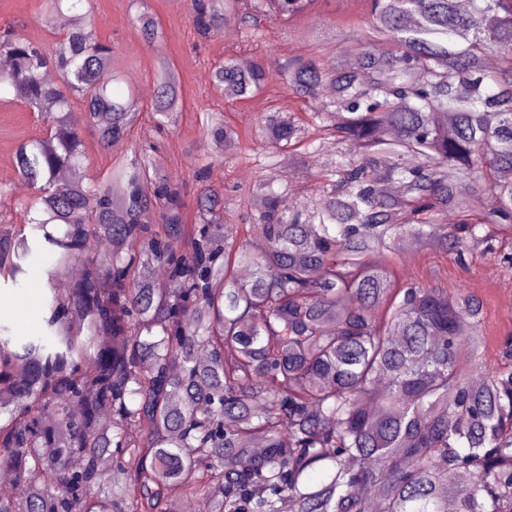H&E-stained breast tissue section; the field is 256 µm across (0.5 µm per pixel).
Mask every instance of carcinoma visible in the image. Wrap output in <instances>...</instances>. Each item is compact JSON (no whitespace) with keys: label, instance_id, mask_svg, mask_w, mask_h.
Segmentation results:
<instances>
[{"label":"carcinoma","instance_id":"carcinoma-1","mask_svg":"<svg viewBox=\"0 0 512 512\" xmlns=\"http://www.w3.org/2000/svg\"><path fill=\"white\" fill-rule=\"evenodd\" d=\"M131 2L143 41L163 40L146 0ZM310 2L190 0L189 20L203 39L237 23L255 40L257 14L291 19ZM365 2L368 27L334 56L315 42L274 65L226 56L214 68L213 88L243 98L268 91L275 69L308 109L260 118L264 207L239 214L260 228L259 254L224 223L203 167L185 223L182 183L148 139L105 178L58 179L82 167L85 130L101 148L125 140L143 107L98 37L97 0H44L48 44L0 35L13 62L0 93L48 119L15 154L31 192L0 186L22 219L0 231V279L18 283L28 227L54 251V276L89 237L112 253L68 293L50 289L41 335L14 345L0 325V468L20 487L0 512H178L187 500L198 512H368L369 497L378 512H448L450 499L455 512H512V339L484 365L483 300L423 286L393 258L406 241L460 263L481 249L512 270V0ZM59 15L70 26L54 29ZM182 105L163 62L154 127ZM202 127L237 151L221 113ZM299 151L325 160L309 202L287 210ZM442 212L455 221L437 223Z\"/></svg>","mask_w":512,"mask_h":512}]
</instances>
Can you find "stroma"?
Segmentation results:
<instances>
[{
	"label": "stroma",
	"mask_w": 512,
	"mask_h": 512,
	"mask_svg": "<svg viewBox=\"0 0 512 512\" xmlns=\"http://www.w3.org/2000/svg\"><path fill=\"white\" fill-rule=\"evenodd\" d=\"M147 6L163 27L165 37L160 44L149 46L142 41L133 23L135 10L130 0H98V34L117 44L121 69L136 90L152 89L157 62L169 61L180 77L184 108L177 123L161 131L155 129L149 116H141L133 137L106 152L100 150L94 138H87V160L80 173L87 176L105 172L112 161L131 158L145 138L157 146L166 171L187 185V223L195 221L197 191L189 169L199 163L207 165L211 187L224 195L226 223H237L240 208H252L254 201L250 195L238 197L237 191L252 186L260 177L253 163L260 116L276 107L284 112H300L304 106L284 89L274 99L265 93L241 100L226 97L211 85L212 68L228 53L248 60L264 56L275 62L302 53L304 47L290 39L285 20L262 18V37L255 42L246 40L240 27L234 25L203 41L189 20L187 0H147ZM39 8L40 0H0V28L11 26L32 41H49L51 35L38 19ZM363 16L361 0H313L297 24L307 31H333L334 43L339 46L353 35L352 28L343 26V19ZM211 111L222 112L226 124L240 134L239 148L231 159H221L215 146L203 136L200 121ZM43 130V123L24 106L0 101V185L17 187L16 150L20 143ZM397 261L399 268L420 284L466 288L483 297L484 361L493 365L497 345L512 335V273L493 255L479 250L468 254L461 266L434 250L416 251L406 246L398 250ZM52 264L50 248L36 242L22 262L24 273L18 283L0 281V325L7 326L11 336L23 340L40 333L47 315L45 296Z\"/></svg>",
	"instance_id": "1"
}]
</instances>
